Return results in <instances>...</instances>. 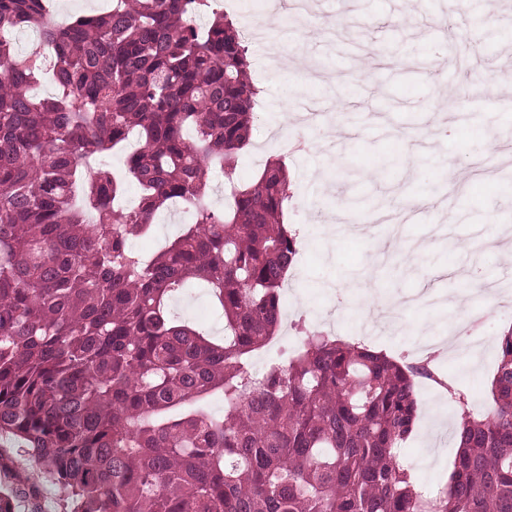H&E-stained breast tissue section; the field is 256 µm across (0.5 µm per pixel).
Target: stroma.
Listing matches in <instances>:
<instances>
[{
	"mask_svg": "<svg viewBox=\"0 0 512 512\" xmlns=\"http://www.w3.org/2000/svg\"><path fill=\"white\" fill-rule=\"evenodd\" d=\"M460 7L477 20L445 37L437 35L426 0H315L314 28L287 12L280 17L288 54L299 60L285 72L268 66L269 46L250 45L251 74L261 94L252 141L243 152V178L252 181L266 162L286 160L294 197L284 222L301 230L299 270L283 296L289 318L334 312V336L397 355L421 338L450 335L456 311L445 303L410 307L403 313L404 332L368 338L364 289L392 298L429 288L465 296L478 333L497 337L512 328V312L487 308L483 293L461 274L474 264L485 282L512 288V259L484 243L489 218L512 225V195L504 182L512 163L489 173L474 166L512 145V62L505 58L512 0L497 7L461 0ZM332 21L338 29H329ZM453 44L467 46L471 69L444 92L433 66L451 59ZM312 102L319 105L321 126L338 127L333 141H315L301 152L271 141L284 111L300 112ZM450 164L461 175L455 187L448 183ZM352 168L364 174L352 191L366 201L355 210L337 193ZM400 195L439 197L444 207L415 208L396 237L384 224L361 233L375 211L393 209ZM442 364L459 389L489 407L485 381L492 367L451 355ZM417 394L419 418L405 454L415 481L437 489L452 469L456 414L439 388L421 384Z\"/></svg>",
	"mask_w": 512,
	"mask_h": 512,
	"instance_id": "35a3bbf8",
	"label": "stroma"
}]
</instances>
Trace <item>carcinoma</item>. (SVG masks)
Instances as JSON below:
<instances>
[{
	"mask_svg": "<svg viewBox=\"0 0 512 512\" xmlns=\"http://www.w3.org/2000/svg\"><path fill=\"white\" fill-rule=\"evenodd\" d=\"M53 7L0 0V439L31 449L37 474L0 491V512L18 498L40 512L43 480L70 512H512V330L485 415L430 363L303 324L287 362L254 372L283 323L297 233L284 164L239 181L260 89L216 0H104L62 25ZM22 29L39 35L29 53ZM49 65L55 91L37 97ZM131 136L135 209L97 166ZM210 169L224 173L221 209ZM173 200L190 222L147 259L131 240ZM196 283L224 312L222 340L169 311ZM417 378L462 419L433 494L400 455ZM215 391L222 415L202 406Z\"/></svg>",
	"mask_w": 512,
	"mask_h": 512,
	"instance_id": "obj_1",
	"label": "carcinoma"
}]
</instances>
